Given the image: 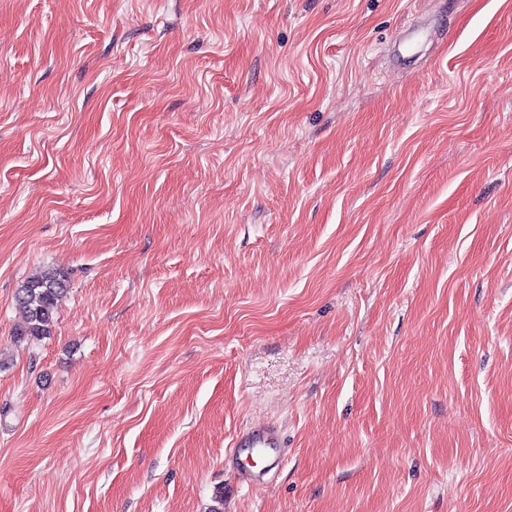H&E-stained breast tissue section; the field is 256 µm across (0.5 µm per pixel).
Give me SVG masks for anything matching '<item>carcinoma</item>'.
Instances as JSON below:
<instances>
[{
	"instance_id": "carcinoma-1",
	"label": "carcinoma",
	"mask_w": 512,
	"mask_h": 512,
	"mask_svg": "<svg viewBox=\"0 0 512 512\" xmlns=\"http://www.w3.org/2000/svg\"><path fill=\"white\" fill-rule=\"evenodd\" d=\"M67 292V277L58 269H42L26 278L15 293L24 316L17 335L38 341L50 337L58 303Z\"/></svg>"
}]
</instances>
